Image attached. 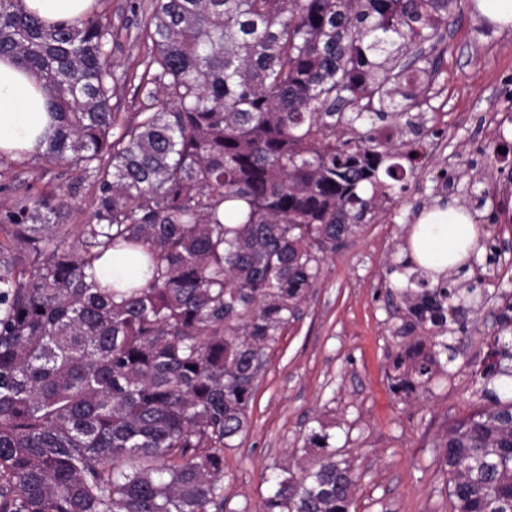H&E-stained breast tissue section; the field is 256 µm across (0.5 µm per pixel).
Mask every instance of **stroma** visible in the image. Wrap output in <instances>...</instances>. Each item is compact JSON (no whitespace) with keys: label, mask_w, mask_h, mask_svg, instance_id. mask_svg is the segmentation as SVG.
<instances>
[{"label":"stroma","mask_w":512,"mask_h":512,"mask_svg":"<svg viewBox=\"0 0 512 512\" xmlns=\"http://www.w3.org/2000/svg\"><path fill=\"white\" fill-rule=\"evenodd\" d=\"M152 0H100L97 11L118 36L112 45V109L134 120L147 47L135 38ZM435 94L422 108L420 131L428 156L406 175L403 193L380 204L373 218L325 259L319 279L268 351V364L250 404L249 427L238 447L225 450L228 512H259L269 476L294 462L317 422L358 478L352 512H450L448 475L436 446L449 424L478 406L471 372L498 327L492 316L512 293V216L486 185L499 181L501 163L487 151L496 129L512 127V32L488 24L472 0H462L444 32ZM72 197L69 224L83 223L91 200L67 163L0 158V208L28 187ZM439 201L472 211L484 242L475 265L456 278L475 286L466 302L474 326L449 378L400 402L387 372L398 347L399 318L385 301L398 286L391 265L402 258L412 224Z\"/></svg>","instance_id":"obj_1"}]
</instances>
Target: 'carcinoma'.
Listing matches in <instances>:
<instances>
[{
	"label": "carcinoma",
	"mask_w": 512,
	"mask_h": 512,
	"mask_svg": "<svg viewBox=\"0 0 512 512\" xmlns=\"http://www.w3.org/2000/svg\"><path fill=\"white\" fill-rule=\"evenodd\" d=\"M458 5L154 0L144 109L124 124L111 25L95 10L48 25L0 0V53L43 80L58 121L39 156L94 188L74 229L60 194L0 212V512H224V449L247 431L258 361L326 255L425 159L397 119L427 103ZM141 244L145 286H97L106 251ZM390 271L406 277L386 292L401 320L390 391L406 401L456 360L475 288L406 258ZM511 319L472 372L480 408L438 444L453 512H512ZM330 440L311 430L262 512H351L357 476Z\"/></svg>",
	"instance_id": "obj_1"
}]
</instances>
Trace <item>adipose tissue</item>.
<instances>
[{"label": "adipose tissue", "instance_id": "adipose-tissue-1", "mask_svg": "<svg viewBox=\"0 0 512 512\" xmlns=\"http://www.w3.org/2000/svg\"><path fill=\"white\" fill-rule=\"evenodd\" d=\"M26 10L43 19L78 23L88 16L93 0H22ZM48 95L36 74L20 68L14 56L0 54V153L18 157L38 149V137L50 124ZM480 229L471 214L456 206L424 214L409 238V256L431 277L467 263L478 247ZM145 248L133 254L107 251L93 274L104 288L144 285L149 277Z\"/></svg>", "mask_w": 512, "mask_h": 512}]
</instances>
